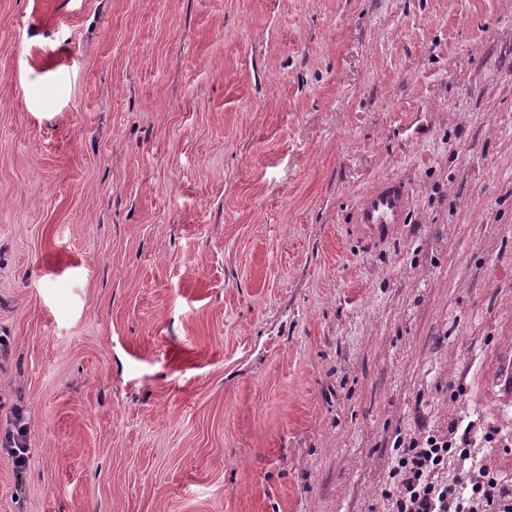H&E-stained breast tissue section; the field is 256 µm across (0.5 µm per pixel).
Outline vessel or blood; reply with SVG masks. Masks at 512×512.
<instances>
[{"instance_id":"obj_1","label":"vessel or blood","mask_w":512,"mask_h":512,"mask_svg":"<svg viewBox=\"0 0 512 512\" xmlns=\"http://www.w3.org/2000/svg\"><path fill=\"white\" fill-rule=\"evenodd\" d=\"M410 205L411 195L403 181L381 179L359 196L354 221L362 225L367 237H376L387 225L405 223Z\"/></svg>"}]
</instances>
